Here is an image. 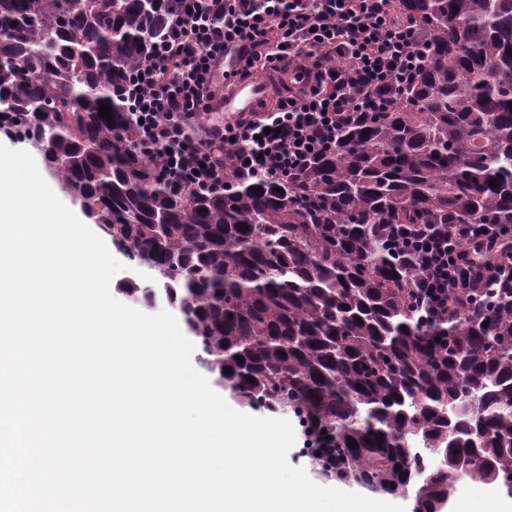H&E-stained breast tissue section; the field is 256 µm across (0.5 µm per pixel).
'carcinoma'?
Wrapping results in <instances>:
<instances>
[{"label": "carcinoma", "instance_id": "1", "mask_svg": "<svg viewBox=\"0 0 512 512\" xmlns=\"http://www.w3.org/2000/svg\"><path fill=\"white\" fill-rule=\"evenodd\" d=\"M171 8L0 0V131L154 276L127 291L165 295L216 385L332 434L325 476L411 492L412 512H444L461 479L512 499V288L424 320L387 229L512 224V0H397L426 55L379 91L390 109L343 119L286 179L240 174L226 153L210 193L172 189L143 159L124 94Z\"/></svg>", "mask_w": 512, "mask_h": 512}]
</instances>
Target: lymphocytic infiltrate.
I'll return each instance as SVG.
<instances>
[{
    "label": "lymphocytic infiltrate",
    "mask_w": 512,
    "mask_h": 512,
    "mask_svg": "<svg viewBox=\"0 0 512 512\" xmlns=\"http://www.w3.org/2000/svg\"><path fill=\"white\" fill-rule=\"evenodd\" d=\"M173 2L169 34L139 67L131 92L142 147H165L164 168L179 188L222 187L230 148L238 165L267 178L296 174L312 153L334 147L343 117L387 111L376 87L409 81L422 62L421 36L398 19L396 0ZM231 49L243 73L288 61L305 81L275 107L225 124L212 113L219 89L211 70ZM332 58L348 64L329 66ZM462 239L471 251L459 248ZM397 240L419 274L415 302L428 316L458 311L472 282L512 288L511 224H456Z\"/></svg>",
    "instance_id": "obj_1"
}]
</instances>
